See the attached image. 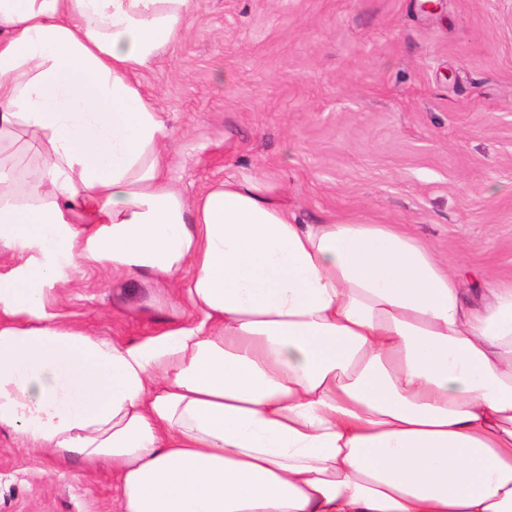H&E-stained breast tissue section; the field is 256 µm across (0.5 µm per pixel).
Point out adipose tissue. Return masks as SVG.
<instances>
[{"label":"adipose tissue","instance_id":"ef3b65f1","mask_svg":"<svg viewBox=\"0 0 512 512\" xmlns=\"http://www.w3.org/2000/svg\"><path fill=\"white\" fill-rule=\"evenodd\" d=\"M194 7L0 0V430L109 466L116 512H512V289L468 303L419 238L300 223L265 175L187 202L137 75ZM66 268L199 320L95 336Z\"/></svg>","mask_w":512,"mask_h":512}]
</instances>
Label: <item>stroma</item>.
Returning a JSON list of instances; mask_svg holds the SVG:
<instances>
[{
    "mask_svg": "<svg viewBox=\"0 0 512 512\" xmlns=\"http://www.w3.org/2000/svg\"><path fill=\"white\" fill-rule=\"evenodd\" d=\"M139 75L187 201L275 178L301 223L364 219L425 240L469 300L512 287V0H196ZM77 273L64 310L142 341L191 319L167 288ZM112 473L0 431V512H110Z\"/></svg>",
    "mask_w": 512,
    "mask_h": 512,
    "instance_id": "obj_1",
    "label": "stroma"
}]
</instances>
